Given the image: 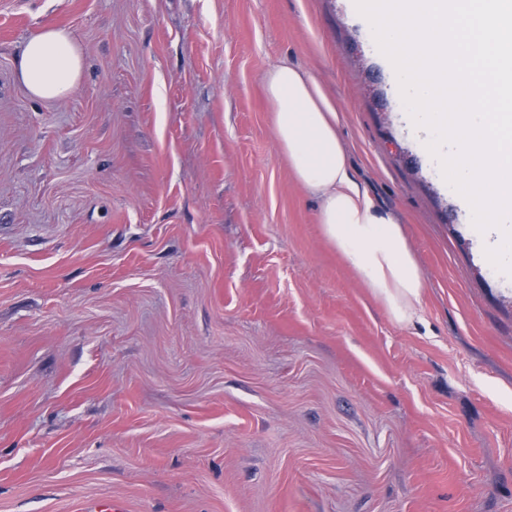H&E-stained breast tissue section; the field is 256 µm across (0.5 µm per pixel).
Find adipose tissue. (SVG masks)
Wrapping results in <instances>:
<instances>
[{"instance_id": "adipose-tissue-1", "label": "adipose tissue", "mask_w": 512, "mask_h": 512, "mask_svg": "<svg viewBox=\"0 0 512 512\" xmlns=\"http://www.w3.org/2000/svg\"><path fill=\"white\" fill-rule=\"evenodd\" d=\"M83 57L72 32L45 25L23 46L17 74L36 98L78 85ZM279 148L295 180L319 202L321 231L400 324L417 318L423 280L399 221L380 213L355 182L338 134L339 111L304 69L280 63L265 76Z\"/></svg>"}]
</instances>
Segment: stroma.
<instances>
[{"label": "stroma", "mask_w": 512, "mask_h": 512, "mask_svg": "<svg viewBox=\"0 0 512 512\" xmlns=\"http://www.w3.org/2000/svg\"><path fill=\"white\" fill-rule=\"evenodd\" d=\"M48 23L85 69L45 101ZM281 62L402 221L410 323L288 168ZM403 106L348 0H0V512H512V280ZM83 57L72 32L54 24L45 25L23 46L17 58V74L39 99L64 97L78 85ZM124 502L108 498L93 502L85 499H75L71 504V512H127Z\"/></svg>", "instance_id": "1"}]
</instances>
